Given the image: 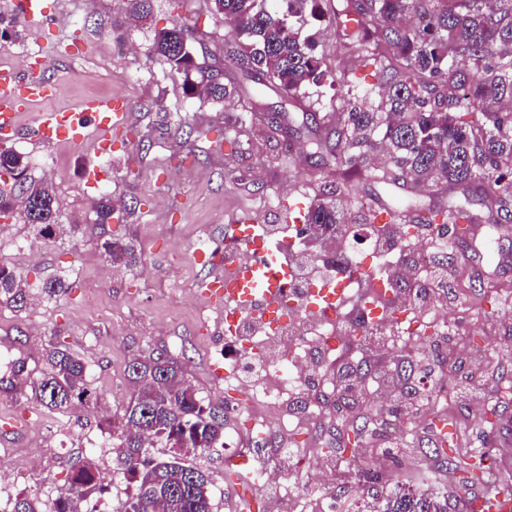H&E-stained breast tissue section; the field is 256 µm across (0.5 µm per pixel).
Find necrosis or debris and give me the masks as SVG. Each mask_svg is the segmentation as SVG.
Returning a JSON list of instances; mask_svg holds the SVG:
<instances>
[{
	"label": "necrosis or debris",
	"mask_w": 512,
	"mask_h": 512,
	"mask_svg": "<svg viewBox=\"0 0 512 512\" xmlns=\"http://www.w3.org/2000/svg\"><path fill=\"white\" fill-rule=\"evenodd\" d=\"M340 231V244L348 257V264L342 270L308 255L302 247L300 227L270 224L261 229L265 238L283 245L278 260L289 272L288 287L293 298H300L302 289L333 280L341 283L344 293L355 304L341 312L332 324L303 307L285 319L258 322L246 316L237 318L235 331L226 337L234 350L224 356L228 372L224 395L234 399V412L248 421L250 440L265 437L275 422H288L294 431L302 427V416L289 415L288 404L291 399L303 397L308 390L320 386V379L308 370L314 354L335 359L352 339L370 336L374 330L385 327L397 331L401 341L406 342L447 326L428 305L411 307V315L405 320L393 315L382 321L370 315L366 303L360 300L365 279L370 276L378 282H388L397 271L394 257L398 246L374 234L366 235L357 244L352 240L349 226H341ZM250 364L262 366L259 377H243L244 367Z\"/></svg>",
	"instance_id": "1"
}]
</instances>
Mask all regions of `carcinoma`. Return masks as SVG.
<instances>
[{"label":"carcinoma","instance_id":"carcinoma-1","mask_svg":"<svg viewBox=\"0 0 512 512\" xmlns=\"http://www.w3.org/2000/svg\"><path fill=\"white\" fill-rule=\"evenodd\" d=\"M237 34L225 57L245 74L277 91L280 109L267 118L269 127H288V114L302 112L314 88L336 89V127L308 137L310 154L339 148L344 162L336 175L399 182L446 184L475 192L480 201L501 212L512 199V0H336L324 12L319 0H212ZM129 14L140 20L151 14V0H127ZM336 28L352 63L378 70L377 105L364 108L363 98L347 77L336 78L315 54L316 41L300 38L298 25L307 18ZM191 26L155 32L150 52L184 77L190 91L202 89L222 102L240 94L221 73L196 62ZM382 132L381 147L391 167L370 166L359 149ZM0 172L14 183L0 191V219L15 213L16 202L28 199L22 220L50 240L56 222L54 196L43 183L27 180L21 154L0 150ZM112 199L96 204L97 223L112 219ZM319 224L325 237L336 235L346 221L337 200L318 195L303 215ZM101 248L114 265H134L137 249L130 240L110 238ZM23 276L0 265V305L23 308ZM48 369L29 379L30 399L55 410H75L96 399L86 364L66 346L45 350ZM133 394L121 412L103 421L112 439L113 471L107 477L91 464L72 474L67 495L47 504L39 493H21L11 512H83L108 491L109 482L127 483L116 512H213L204 472L193 459L224 447L226 411L191 385L170 355L133 360L127 369ZM375 414L366 412L349 426L353 438L338 447L359 443ZM447 465L464 473L462 486L476 480L469 456L445 455ZM448 496L415 492L395 483L381 512H448Z\"/></svg>","mask_w":512,"mask_h":512}]
</instances>
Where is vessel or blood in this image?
<instances>
[{
	"mask_svg": "<svg viewBox=\"0 0 512 512\" xmlns=\"http://www.w3.org/2000/svg\"><path fill=\"white\" fill-rule=\"evenodd\" d=\"M52 84L23 76L13 68L0 69V135L18 130L26 108L49 99ZM129 108L122 99L109 96L86 98L79 110L38 113L35 121L40 136L49 142L64 141L80 146L88 141V128L98 136L93 143L95 153L104 154L112 148V132L126 124ZM226 241L254 247L249 264H231L223 271L208 275L200 286L215 308L250 312L261 309L275 314L281 310L287 278L286 270L271 258L263 243L257 242L249 224L229 225ZM471 512H512V492L493 489L470 506Z\"/></svg>",
	"mask_w": 512,
	"mask_h": 512,
	"instance_id": "b4317fda",
	"label": "vessel or blood"
}]
</instances>
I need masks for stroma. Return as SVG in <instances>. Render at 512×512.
<instances>
[{"label":"stroma","mask_w":512,"mask_h":512,"mask_svg":"<svg viewBox=\"0 0 512 512\" xmlns=\"http://www.w3.org/2000/svg\"><path fill=\"white\" fill-rule=\"evenodd\" d=\"M152 4L151 16L134 22L125 16L126 0H45V19L25 21L23 39H0V65L55 87L54 98L34 104L21 129L0 139V148L22 153L29 179L49 186L59 224L79 227L41 244L21 219L0 224V262L18 269L29 284L25 309L0 306V355L26 360L24 378L0 382V418L12 422L11 431L0 430V512H11L23 492L39 491L47 501L66 494L83 461L111 470L112 447L100 420L127 402L133 359L167 350L202 396L224 404V383L212 371L224 360V316L206 301L199 283L224 263L225 225L281 224L315 196L336 191L335 168L301 150L306 136L297 126H289L287 137L271 136L266 114L278 109L280 97L260 90L257 80L225 58L233 31L214 14L211 0ZM183 24L195 28L197 61L217 66L240 96L218 103L187 93L182 76L150 55L156 30ZM255 92L263 101L259 112L247 107ZM91 94L130 105L127 125L113 134L111 154L40 139L34 113L62 103L75 109ZM88 165L107 172L100 188L86 186ZM104 193L111 194L123 224H97L94 203ZM339 194L355 225L365 223L382 200L444 209L465 201L475 233L452 245L457 262L448 269L445 297L436 303L454 320L445 335L386 352L353 343L366 370L357 393L328 406L323 422L301 431L291 448L322 444V426L351 423L365 407L384 413L401 404L406 383L418 381L404 376L403 362L432 364L435 379L451 376L455 383L442 401L428 398L420 405L410 430L400 436L401 451L387 452L391 434L371 432L361 447L342 456V469H320L318 503L305 498L301 477L289 479L287 489L273 486L259 496L245 478L227 477L228 450L198 459L213 512H242L247 499L251 512H358L374 495L386 494L394 478L421 491L455 495L458 472L440 465L433 452L440 440L434 425L441 420L448 423L453 447L488 450L486 483L512 484V321L502 319L512 311V223H496L481 203L445 186L388 189L356 179ZM112 232L134 240L138 266L105 259L101 243ZM203 241L210 248L201 261L196 250ZM58 275L69 280V293L45 296L42 284ZM56 341L88 366L98 399L85 409L51 411L27 398L25 377L45 371L41 355ZM366 462L380 481L351 482L345 467Z\"/></svg>","instance_id":"obj_1"}]
</instances>
